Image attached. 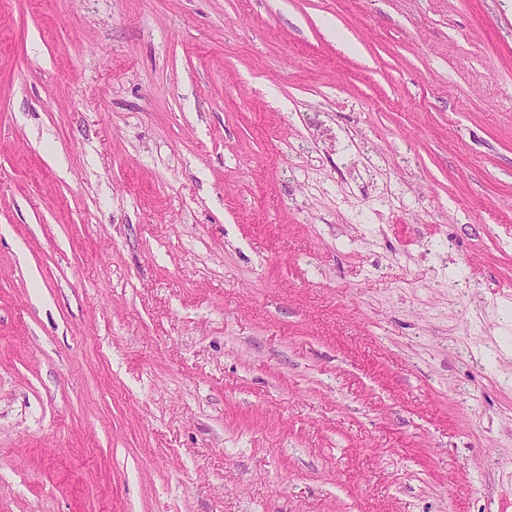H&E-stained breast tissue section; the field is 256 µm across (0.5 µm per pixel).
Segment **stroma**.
Instances as JSON below:
<instances>
[{
    "label": "stroma",
    "instance_id": "1",
    "mask_svg": "<svg viewBox=\"0 0 512 512\" xmlns=\"http://www.w3.org/2000/svg\"><path fill=\"white\" fill-rule=\"evenodd\" d=\"M0 512H512V0H0Z\"/></svg>",
    "mask_w": 512,
    "mask_h": 512
}]
</instances>
